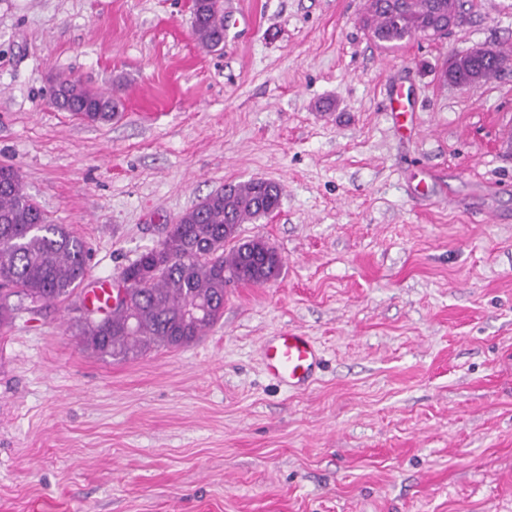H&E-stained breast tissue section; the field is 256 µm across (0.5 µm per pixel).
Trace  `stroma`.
Segmentation results:
<instances>
[{
    "label": "stroma",
    "mask_w": 512,
    "mask_h": 512,
    "mask_svg": "<svg viewBox=\"0 0 512 512\" xmlns=\"http://www.w3.org/2000/svg\"><path fill=\"white\" fill-rule=\"evenodd\" d=\"M362 2L224 0L208 51L192 0H0V162L85 241L87 282L224 184L283 187L240 227L280 275L225 288L189 346L86 350L75 295L0 327V512H512V62L442 77L512 49V0L392 50ZM60 76L120 111L59 110ZM286 329L324 353L304 391L261 356ZM459 66L465 75H471L481 80L492 78L501 70V58L509 55L498 48H490L485 54H473L472 51L467 52Z\"/></svg>",
    "instance_id": "obj_1"
}]
</instances>
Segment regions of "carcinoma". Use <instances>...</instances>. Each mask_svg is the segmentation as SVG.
<instances>
[{"label": "carcinoma", "instance_id": "cac0c4a2", "mask_svg": "<svg viewBox=\"0 0 512 512\" xmlns=\"http://www.w3.org/2000/svg\"><path fill=\"white\" fill-rule=\"evenodd\" d=\"M376 44L397 48L412 30L448 17V0H408L397 10L394 0H374L366 7ZM194 35L209 50L224 43L221 0L195 3ZM507 53L490 48L467 52L459 66L481 80L500 71ZM61 98L53 104L91 122H109L118 108L114 94L91 90L76 80L58 81ZM282 187L250 179L216 191L180 214L162 242L122 268L128 282L126 307H116L79 326L84 347L103 357L127 359L161 348L186 346L224 315V288L230 284H264L282 267L277 250L265 240L239 238L240 226L278 208ZM84 241L66 225L53 224L22 189L21 175L0 163V325L12 318L7 298L33 304L68 298L87 274ZM203 302L207 313L187 317L190 304Z\"/></svg>", "mask_w": 512, "mask_h": 512}]
</instances>
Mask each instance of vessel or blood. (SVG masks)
Masks as SVG:
<instances>
[{"instance_id": "vessel-or-blood-1", "label": "vessel or blood", "mask_w": 512, "mask_h": 512, "mask_svg": "<svg viewBox=\"0 0 512 512\" xmlns=\"http://www.w3.org/2000/svg\"><path fill=\"white\" fill-rule=\"evenodd\" d=\"M111 289V280H98L93 286L82 289L81 300L91 308L106 306ZM261 351L267 373L276 381L295 389L311 385L321 362L320 350L315 342L294 330H284L266 339Z\"/></svg>"}]
</instances>
